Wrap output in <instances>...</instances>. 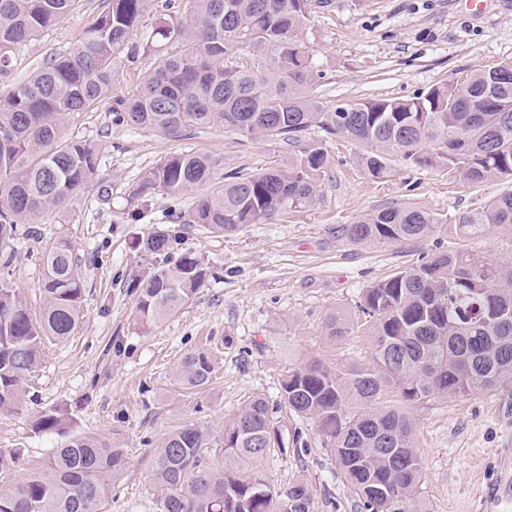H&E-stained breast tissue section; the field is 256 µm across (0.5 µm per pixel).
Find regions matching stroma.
Returning a JSON list of instances; mask_svg holds the SVG:
<instances>
[{
  "label": "stroma",
  "instance_id": "stroma-1",
  "mask_svg": "<svg viewBox=\"0 0 512 512\" xmlns=\"http://www.w3.org/2000/svg\"><path fill=\"white\" fill-rule=\"evenodd\" d=\"M103 9L102 0H75L63 21L15 55L0 91L22 82L51 55L70 50ZM301 37L321 73V100L406 98L512 61V0H485L480 10L468 0H310ZM163 56L159 50L118 61L111 98L68 121V136L99 151L88 193L65 209L44 213L37 223L15 225L12 236L0 240V251L10 255L0 279L31 310L42 302L44 248L56 240L70 243L85 288L70 338L46 346L43 361L23 382L19 410L0 412V448L20 449L27 463L46 460L60 440L34 434L30 419L59 408L77 432L117 444L127 455L107 512H158L150 471L165 435L193 421L221 438L225 421L248 399L260 397L276 409L288 451L249 461L243 472L275 488L306 482L309 512H360L314 421L281 408V381L310 357L366 361V337L327 341V314L355 309L363 288L452 238L441 232L404 244L354 246L339 229L363 213L396 204L452 219L512 190V181L472 185L444 168L415 169L402 162L374 179L358 163L360 146L341 139L327 145L330 178L314 204L230 235L171 224L172 210L187 209L190 196L161 191L144 199L136 193L141 176L167 157L207 152L226 173L287 162L294 150L271 139H245L219 125L182 137L115 125L114 99L131 96L141 73ZM137 210L141 220L129 223V213ZM166 227L217 276L176 313L143 329L134 321V283L155 258L131 241ZM199 348L211 350L214 377L205 390L192 392L177 383L174 371L185 354ZM408 412L423 463L412 512H481L499 450L512 439V384L412 404Z\"/></svg>",
  "mask_w": 512,
  "mask_h": 512
}]
</instances>
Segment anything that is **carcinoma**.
Here are the masks:
<instances>
[{"mask_svg":"<svg viewBox=\"0 0 512 512\" xmlns=\"http://www.w3.org/2000/svg\"><path fill=\"white\" fill-rule=\"evenodd\" d=\"M74 0H0V79L15 52L59 22ZM107 8L70 51L47 58L27 81L0 94V238L14 225L61 210L85 196L99 165L95 146L66 136L74 113L93 109L112 92L122 54L180 50L145 74L136 93L112 107V121L167 135H196L214 125L242 137H272L298 148L296 158L257 171L241 168L214 186L218 160L204 153L168 157L147 171L136 194H189L192 207L175 224L232 234L273 222L311 204L327 175L326 139L364 147L361 165L379 179L399 159L411 168L443 167L471 184L512 180V74L489 68L403 99L327 105L320 101L313 54L298 32L308 0H105ZM154 22H148L149 15ZM492 224L512 226V191L453 223L413 204L364 213L341 227L359 245L409 242L444 228L460 239ZM178 238L158 232L143 247L163 264L135 284L137 321L153 326L186 304L210 274L201 257L172 256ZM44 303L38 318L0 281V411L21 405V382L41 361L45 341H65L77 325L84 293L80 262L69 243L45 247ZM357 309L338 308L324 320L336 344L364 326L365 362L310 358L284 377L281 401L317 424L324 445L365 512H407L422 478L414 423L401 403L448 399L491 390L512 376V257L496 259L448 248L363 289ZM212 355L197 350L175 369L186 389H203ZM275 411L253 399L224 423L216 444L187 422L157 448L151 478L160 512H309L301 481L273 488L235 466L285 451ZM32 431L59 435L42 467H20V450H0V512H103L124 473L122 448L72 432V420L49 408Z\"/></svg>","mask_w":512,"mask_h":512,"instance_id":"obj_1","label":"carcinoma"}]
</instances>
